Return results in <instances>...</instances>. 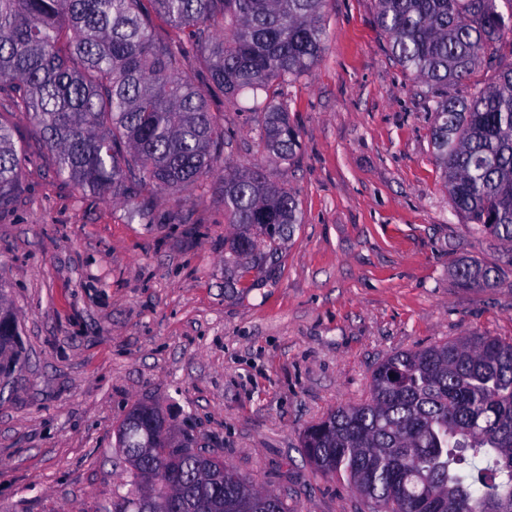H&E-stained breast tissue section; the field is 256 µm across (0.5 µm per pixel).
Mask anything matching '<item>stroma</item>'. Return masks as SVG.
Here are the masks:
<instances>
[{
    "mask_svg": "<svg viewBox=\"0 0 512 512\" xmlns=\"http://www.w3.org/2000/svg\"><path fill=\"white\" fill-rule=\"evenodd\" d=\"M328 46L288 89L302 149L265 160L257 115L213 104L224 163L261 164L303 222L275 279L224 288V173L146 217L58 177L19 119L28 161L0 210V291L23 359L0 392V512H108L127 466L114 433L154 403L288 512H365L302 454L308 425L365 400L381 360L473 331L512 337V264L455 212L427 87L391 56L375 0H325ZM499 270L462 286L459 263Z\"/></svg>",
    "mask_w": 512,
    "mask_h": 512,
    "instance_id": "obj_1",
    "label": "stroma"
}]
</instances>
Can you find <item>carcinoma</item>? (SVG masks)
Segmentation results:
<instances>
[{"mask_svg": "<svg viewBox=\"0 0 512 512\" xmlns=\"http://www.w3.org/2000/svg\"><path fill=\"white\" fill-rule=\"evenodd\" d=\"M324 0H0V206L26 155L12 117L32 124L59 176L114 200L179 194L221 162L224 128L211 103L252 95L267 161L300 149L285 89L326 49ZM398 64L432 93V143L454 210L512 258V0H376ZM195 60L204 80L187 71ZM482 68L494 80L467 96L448 87ZM224 288L247 293L278 271L302 209L262 167H224ZM464 286L490 287L493 269L458 266ZM18 321L0 309V347L19 360ZM134 412L116 437L154 443ZM305 458L345 480L369 512H512V338L473 332L396 352L373 371L369 397L307 427ZM175 448L177 512H287L280 495L225 463ZM155 470L144 456L110 512H138Z\"/></svg>", "mask_w": 512, "mask_h": 512, "instance_id": "cac0c4a2", "label": "carcinoma"}]
</instances>
